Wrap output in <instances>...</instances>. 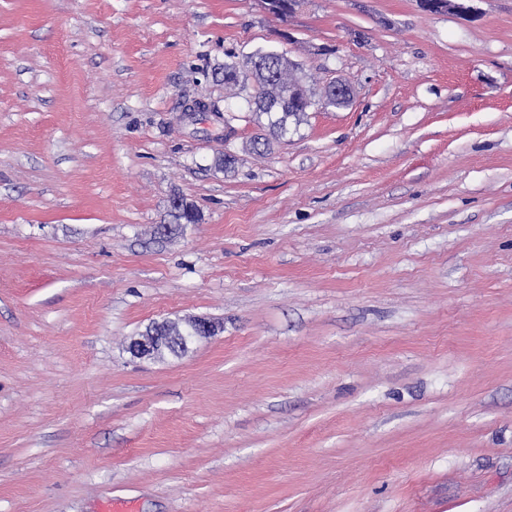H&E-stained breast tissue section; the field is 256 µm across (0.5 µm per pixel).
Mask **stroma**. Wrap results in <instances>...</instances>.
<instances>
[{"instance_id":"stroma-1","label":"stroma","mask_w":512,"mask_h":512,"mask_svg":"<svg viewBox=\"0 0 512 512\" xmlns=\"http://www.w3.org/2000/svg\"><path fill=\"white\" fill-rule=\"evenodd\" d=\"M472 6L0 0V512H512V0ZM268 51L354 96L264 150L214 74ZM470 0H420L422 8L431 14H442L448 11L457 15L467 16L472 12ZM202 113H208L203 115ZM183 119L191 124H197L200 117L208 118L211 128H217L224 124V115L216 110L211 103L204 99H192L185 102L183 107ZM223 327L208 318L189 317L183 324H154L145 334L134 338L128 350L136 358H155L163 353L183 354L196 342L216 336ZM191 335V336H189Z\"/></svg>"}]
</instances>
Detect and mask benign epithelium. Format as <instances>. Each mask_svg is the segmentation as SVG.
Returning <instances> with one entry per match:
<instances>
[{
	"mask_svg": "<svg viewBox=\"0 0 512 512\" xmlns=\"http://www.w3.org/2000/svg\"><path fill=\"white\" fill-rule=\"evenodd\" d=\"M470 0H420L422 8L431 14H442L451 11L457 15L467 16L471 13ZM326 97L316 102L307 100L308 107L316 105L323 107L327 100L337 96H353L351 87L341 81L333 80L326 86ZM209 114V125L213 128L224 123V115L216 110L211 103L204 99H192L185 102L183 119L191 124L197 123L202 114ZM223 327L208 318L194 316L184 323H157L150 327L145 334L134 338L128 345V350L135 358H155L165 352L183 354L196 342L217 335Z\"/></svg>",
	"mask_w": 512,
	"mask_h": 512,
	"instance_id": "7a95c632",
	"label": "benign epithelium"
}]
</instances>
